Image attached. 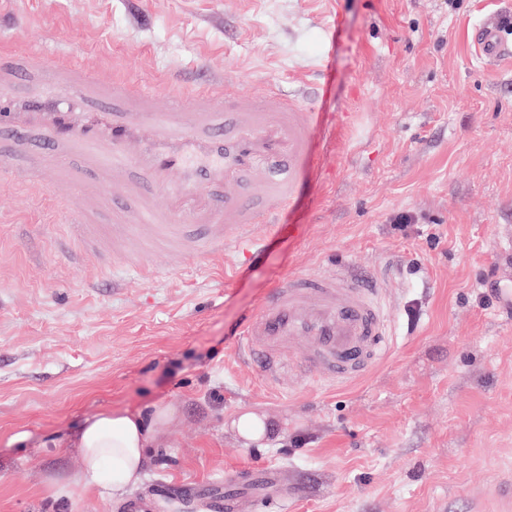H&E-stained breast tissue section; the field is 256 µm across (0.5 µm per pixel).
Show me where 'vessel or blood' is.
<instances>
[{"label":"vessel or blood","instance_id":"obj_1","mask_svg":"<svg viewBox=\"0 0 512 512\" xmlns=\"http://www.w3.org/2000/svg\"><path fill=\"white\" fill-rule=\"evenodd\" d=\"M474 44L484 59L505 53L495 15L476 24ZM22 77L0 64V136L24 146L38 135L50 186L78 162L116 205L130 206L129 223L113 232L144 239L137 266L155 249L202 259L252 242L257 227L293 205L319 128L318 112L279 91L231 97L219 84L162 97L128 84L103 106L74 58L59 80L20 96L11 88ZM235 334L264 372L286 363L343 385L385 358L389 312L382 288L356 270L293 274L242 316Z\"/></svg>","mask_w":512,"mask_h":512}]
</instances>
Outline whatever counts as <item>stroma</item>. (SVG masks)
<instances>
[{
  "label": "stroma",
  "instance_id": "35a3bbf8",
  "mask_svg": "<svg viewBox=\"0 0 512 512\" xmlns=\"http://www.w3.org/2000/svg\"><path fill=\"white\" fill-rule=\"evenodd\" d=\"M491 13L512 0H0V58L55 46L107 100L124 81L280 87L321 131L259 257L159 252L150 279L72 244L37 144L0 141V512H125L98 489L52 500L46 473L78 470L83 420L167 404L131 497L166 483L206 512L219 480L262 471L242 512H512V303L493 293L512 282V56L476 54ZM339 264L384 286L387 358L339 388L247 361L239 319ZM245 411L267 439L233 427Z\"/></svg>",
  "mask_w": 512,
  "mask_h": 512
}]
</instances>
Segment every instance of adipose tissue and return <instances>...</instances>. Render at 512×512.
<instances>
[{
  "label": "adipose tissue",
  "instance_id": "adipose-tissue-1",
  "mask_svg": "<svg viewBox=\"0 0 512 512\" xmlns=\"http://www.w3.org/2000/svg\"><path fill=\"white\" fill-rule=\"evenodd\" d=\"M179 418L177 407H156L151 413L107 410L81 423L69 439L80 455V468L46 480L54 499L70 497L75 488L102 487L115 501L124 500L142 478L150 448L162 430Z\"/></svg>",
  "mask_w": 512,
  "mask_h": 512
}]
</instances>
